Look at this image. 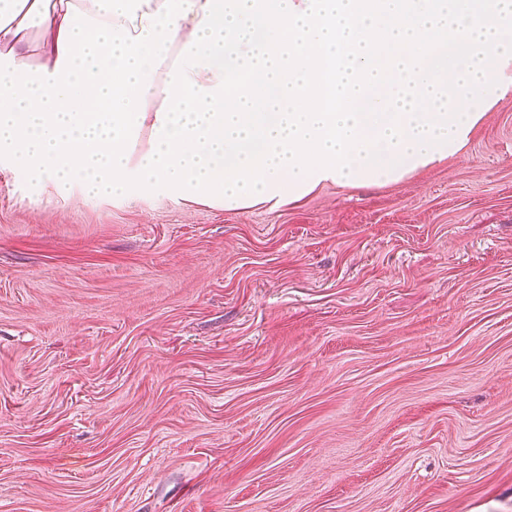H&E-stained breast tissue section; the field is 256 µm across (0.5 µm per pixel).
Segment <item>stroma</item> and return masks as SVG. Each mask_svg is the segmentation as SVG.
Returning a JSON list of instances; mask_svg holds the SVG:
<instances>
[{"mask_svg": "<svg viewBox=\"0 0 512 512\" xmlns=\"http://www.w3.org/2000/svg\"><path fill=\"white\" fill-rule=\"evenodd\" d=\"M0 512H512V95L276 209L1 166Z\"/></svg>", "mask_w": 512, "mask_h": 512, "instance_id": "obj_1", "label": "stroma"}]
</instances>
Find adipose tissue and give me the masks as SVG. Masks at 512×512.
Listing matches in <instances>:
<instances>
[{
	"mask_svg": "<svg viewBox=\"0 0 512 512\" xmlns=\"http://www.w3.org/2000/svg\"><path fill=\"white\" fill-rule=\"evenodd\" d=\"M512 95V0H0V163L225 209L396 182Z\"/></svg>",
	"mask_w": 512,
	"mask_h": 512,
	"instance_id": "1",
	"label": "adipose tissue"
}]
</instances>
